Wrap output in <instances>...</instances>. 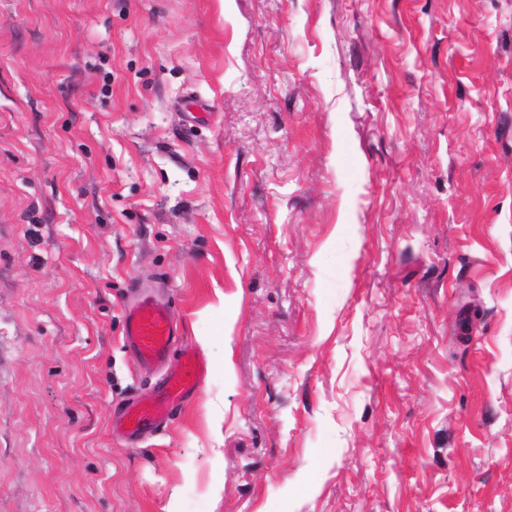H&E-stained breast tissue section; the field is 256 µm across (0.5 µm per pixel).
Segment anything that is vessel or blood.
Masks as SVG:
<instances>
[{
    "label": "vessel or blood",
    "mask_w": 512,
    "mask_h": 512,
    "mask_svg": "<svg viewBox=\"0 0 512 512\" xmlns=\"http://www.w3.org/2000/svg\"><path fill=\"white\" fill-rule=\"evenodd\" d=\"M125 338L146 368L161 366L172 351L180 353L178 369L164 376L151 400L125 409L113 425L114 434L134 441L168 424L174 406L196 391L206 373V361L196 348L180 345L176 315L164 303L143 300L130 306Z\"/></svg>",
    "instance_id": "obj_1"
}]
</instances>
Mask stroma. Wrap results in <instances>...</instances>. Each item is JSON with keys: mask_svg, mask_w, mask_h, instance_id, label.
Segmentation results:
<instances>
[{"mask_svg": "<svg viewBox=\"0 0 512 512\" xmlns=\"http://www.w3.org/2000/svg\"><path fill=\"white\" fill-rule=\"evenodd\" d=\"M0 512H512V0H0ZM125 338L141 366H161L180 340L175 312L169 305L152 300L133 304L125 317ZM206 373V361L194 347L183 345L180 364L176 371L168 373L154 389L151 400L126 408L111 423L113 434L134 441L147 433L163 429L171 419L174 406L193 394Z\"/></svg>", "mask_w": 512, "mask_h": 512, "instance_id": "stroma-1", "label": "stroma"}]
</instances>
